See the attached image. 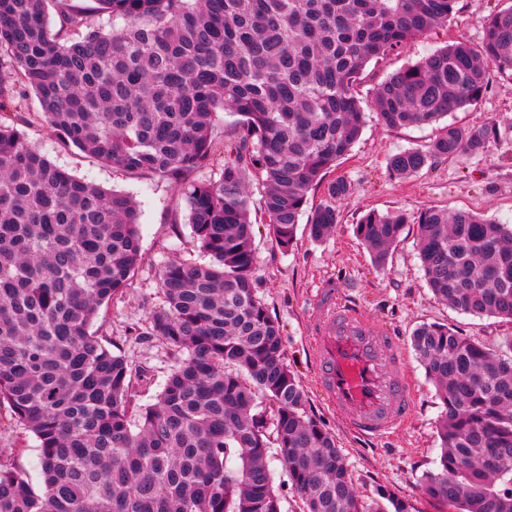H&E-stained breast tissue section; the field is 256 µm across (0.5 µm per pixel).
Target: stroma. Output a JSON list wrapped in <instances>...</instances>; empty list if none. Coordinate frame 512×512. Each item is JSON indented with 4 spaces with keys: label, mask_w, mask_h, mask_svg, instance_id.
Listing matches in <instances>:
<instances>
[{
    "label": "stroma",
    "mask_w": 512,
    "mask_h": 512,
    "mask_svg": "<svg viewBox=\"0 0 512 512\" xmlns=\"http://www.w3.org/2000/svg\"><path fill=\"white\" fill-rule=\"evenodd\" d=\"M502 2L459 0L458 12L447 27L436 29L369 66L367 82L360 89L361 99L370 101L373 85L418 62L432 50L456 41L478 43L484 17L500 8ZM489 83V90L478 105L447 117L449 123L459 127L498 125L499 137L483 153L438 160L431 170L415 177L391 178L387 172L390 155L428 145L438 129L389 128L370 112L359 140L333 172L334 177L348 180L353 187L340 205L335 232L316 242L309 237L306 225H299L293 248L284 252L271 240L260 213L251 215L258 255L257 292L282 329L284 355L306 393L308 414L335 437L359 494H371L379 486L389 487L410 500L412 512H450L445 502L430 498L421 490L424 476L436 469L439 453L442 408L434 386L414 356H407V370L416 390L409 421L382 442L352 435L343 417L321 394L312 372L310 321L322 293L329 292L355 305L369 321L386 326L404 339L421 324L440 323L495 350L512 344V321L464 314L434 298L417 256L416 225L406 226L382 270L373 265L354 234L355 224L369 211L414 213L432 206L468 210L501 224H512V82L494 71ZM24 104L32 116L30 124L23 128L31 144L76 177L132 195L139 205L143 259L123 296L101 306L93 329L114 354L128 362L135 375L139 404L153 403L177 364L176 357L159 339L141 334L152 309L163 301L160 271L174 261L201 263L205 257L197 248L189 225L179 220L181 202L171 186L126 177L111 165L62 145L37 119L40 107L36 97L27 95ZM0 451L15 452L16 462L29 481L40 486V451L31 433L18 427L1 429Z\"/></svg>",
    "instance_id": "obj_1"
}]
</instances>
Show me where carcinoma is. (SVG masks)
Returning <instances> with one entry per match:
<instances>
[{"instance_id": "1", "label": "carcinoma", "mask_w": 512, "mask_h": 512, "mask_svg": "<svg viewBox=\"0 0 512 512\" xmlns=\"http://www.w3.org/2000/svg\"><path fill=\"white\" fill-rule=\"evenodd\" d=\"M458 0H0V407L32 433L43 483L0 458V512H282L275 453L301 512H411L379 486L359 495L333 435L306 411L282 330L256 289L251 207L280 250L302 214L323 240L352 192L308 194L359 139L367 66L448 25ZM110 30H105V25ZM373 89L382 125L437 124L512 76V4ZM61 143L130 178L170 184L210 262L160 273L147 336L178 356L152 404L91 332L131 286L140 212L127 194L70 174L25 138L20 102ZM237 116L231 139L219 113ZM493 125L445 124L389 157L393 177L483 152ZM222 156L219 176L196 173ZM261 184L255 200L250 183ZM408 224L433 295L512 320V227L428 207L368 212L355 225L376 267ZM410 347L442 404L437 469L424 494L452 512H512V354L423 323ZM275 404L267 414L263 399Z\"/></svg>"}]
</instances>
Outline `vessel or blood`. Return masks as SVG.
Instances as JSON below:
<instances>
[{
    "label": "vessel or blood",
    "mask_w": 512,
    "mask_h": 512,
    "mask_svg": "<svg viewBox=\"0 0 512 512\" xmlns=\"http://www.w3.org/2000/svg\"><path fill=\"white\" fill-rule=\"evenodd\" d=\"M312 366L337 411L366 440L387 437L407 422L415 390L400 339L371 328L354 306L326 295L310 338Z\"/></svg>",
    "instance_id": "obj_1"
}]
</instances>
